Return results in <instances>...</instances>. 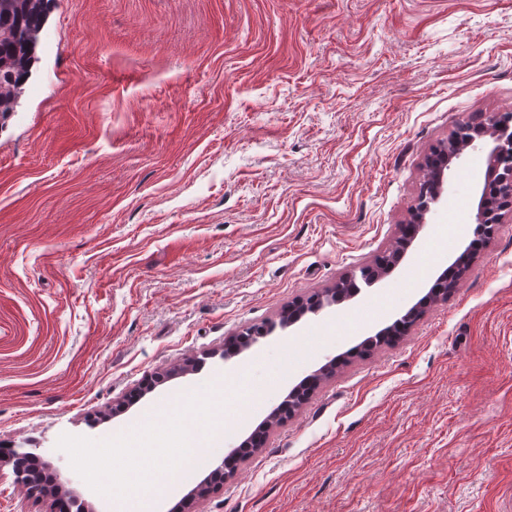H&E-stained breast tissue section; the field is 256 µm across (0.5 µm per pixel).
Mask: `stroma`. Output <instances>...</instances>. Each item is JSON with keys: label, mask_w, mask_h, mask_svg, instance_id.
<instances>
[{"label": "stroma", "mask_w": 512, "mask_h": 512, "mask_svg": "<svg viewBox=\"0 0 512 512\" xmlns=\"http://www.w3.org/2000/svg\"><path fill=\"white\" fill-rule=\"evenodd\" d=\"M43 32L0 125V448L113 512L62 434L111 438L230 365L267 392L235 448L334 357L195 512H512V219L409 335L361 347L472 240L481 151L388 277L277 327L393 243L458 123L512 111V0H53Z\"/></svg>", "instance_id": "obj_1"}]
</instances>
